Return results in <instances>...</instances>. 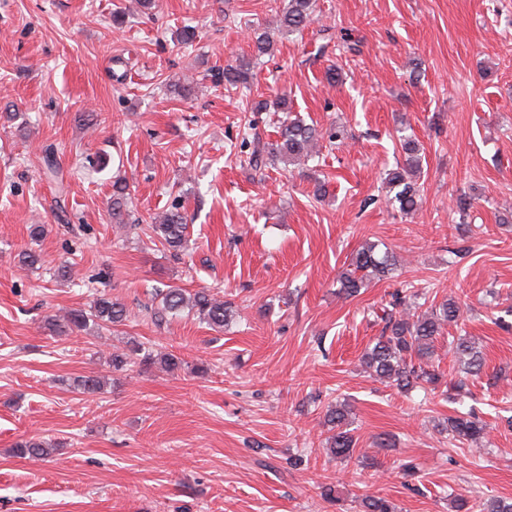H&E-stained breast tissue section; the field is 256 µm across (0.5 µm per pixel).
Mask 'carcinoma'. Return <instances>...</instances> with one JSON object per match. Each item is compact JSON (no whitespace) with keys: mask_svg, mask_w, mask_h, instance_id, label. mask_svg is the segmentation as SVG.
<instances>
[{"mask_svg":"<svg viewBox=\"0 0 512 512\" xmlns=\"http://www.w3.org/2000/svg\"><path fill=\"white\" fill-rule=\"evenodd\" d=\"M315 0H288L280 10L277 31L283 33L299 32L313 20ZM273 34L263 31L254 35L253 53L250 58L242 59L235 66L224 67L221 73L224 84L247 88L253 76L254 64L261 58L272 54ZM279 141L268 143L255 136L244 138L240 147L249 148V164L258 168L266 161L305 166L320 153V142L326 140L338 146L347 139L345 130L331 125L324 130L298 116L284 120L278 131ZM402 162L386 174L385 182L394 191L388 203L398 206L400 212H415L422 201L416 177L421 173V153L419 140L412 136L401 138ZM127 180L119 177L112 182V223H126L128 205ZM152 233L160 243L177 257L186 252L189 244V224L184 206L176 203L150 225ZM397 268V259L390 252L380 256L376 245L367 244L354 254L349 268L339 277L340 291L350 297L359 293L369 282L392 277ZM428 285L409 283L405 290L391 295L388 306L375 314L376 321L382 324L379 336L361 356L362 364L378 380L385 382L401 392L408 393L425 382L432 384L438 379V373L424 368V360L431 357L432 348L443 329L458 324L461 311L453 298L443 300L423 308L420 300L427 299ZM159 307L153 313L154 323L162 326L166 318L176 317L189 311L210 327L222 328L235 315L232 303L200 290L193 294L179 287L169 286L155 291ZM126 319L125 305L107 295L97 296L90 310L75 309L61 318H52L49 326L66 331H84L89 324L97 327L119 326ZM455 357L463 370L479 375L484 366V357L474 343L467 337H458L454 346ZM143 364L156 361L153 351L136 340L129 342V352L112 354V367L122 370L133 360ZM350 408L342 401L328 406L327 422L335 429L328 439V452L338 459L352 458L357 448L349 423ZM442 429L453 438L478 446L483 443L487 433V423L475 411L466 414L450 415ZM50 444L41 440H25L16 445L17 454L32 458L45 459L50 455ZM360 512H395L393 504L385 497L364 495L359 502ZM456 512H512V498L490 497L478 504L471 503L466 496L455 500Z\"/></svg>","mask_w":512,"mask_h":512,"instance_id":"carcinoma-1","label":"carcinoma"}]
</instances>
